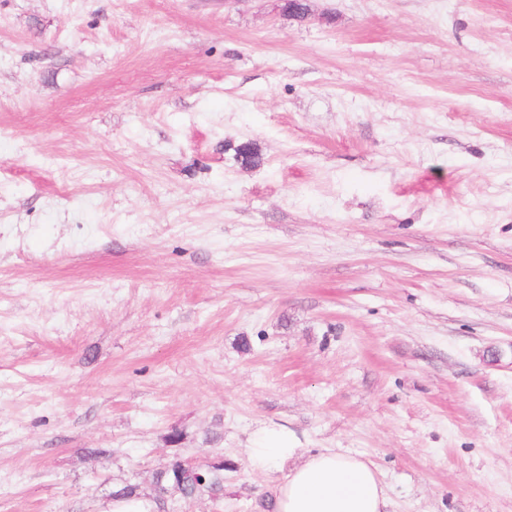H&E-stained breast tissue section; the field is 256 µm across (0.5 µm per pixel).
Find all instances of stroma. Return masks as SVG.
Returning a JSON list of instances; mask_svg holds the SVG:
<instances>
[{"label":"stroma","instance_id":"35a3bbf8","mask_svg":"<svg viewBox=\"0 0 512 512\" xmlns=\"http://www.w3.org/2000/svg\"><path fill=\"white\" fill-rule=\"evenodd\" d=\"M281 4L0 0V512L272 426L512 512V0Z\"/></svg>","mask_w":512,"mask_h":512}]
</instances>
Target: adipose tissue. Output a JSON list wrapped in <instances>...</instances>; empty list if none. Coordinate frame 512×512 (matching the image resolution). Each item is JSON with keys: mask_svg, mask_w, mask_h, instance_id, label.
Masks as SVG:
<instances>
[{"mask_svg": "<svg viewBox=\"0 0 512 512\" xmlns=\"http://www.w3.org/2000/svg\"><path fill=\"white\" fill-rule=\"evenodd\" d=\"M253 469L288 465L277 485L276 512H389L386 486L371 463L323 448L303 454L284 428L257 431L245 450Z\"/></svg>", "mask_w": 512, "mask_h": 512, "instance_id": "adipose-tissue-1", "label": "adipose tissue"}]
</instances>
